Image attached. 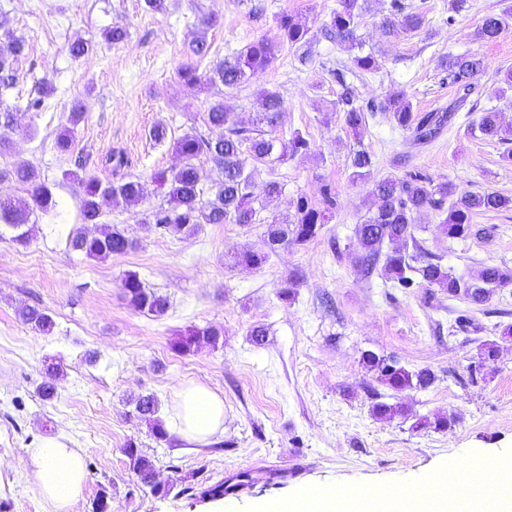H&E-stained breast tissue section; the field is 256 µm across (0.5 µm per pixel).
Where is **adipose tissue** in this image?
Wrapping results in <instances>:
<instances>
[{"label": "adipose tissue", "mask_w": 512, "mask_h": 512, "mask_svg": "<svg viewBox=\"0 0 512 512\" xmlns=\"http://www.w3.org/2000/svg\"><path fill=\"white\" fill-rule=\"evenodd\" d=\"M169 428L178 441L207 444L224 431V399L202 383L182 385L176 393ZM41 494L53 512H73L83 496L85 469L82 454L57 437L36 443L29 451ZM479 512H512V464L479 473ZM458 493L441 494L411 505L406 493L392 487L364 491H309L296 499L293 512H465Z\"/></svg>", "instance_id": "ef3b65f1"}]
</instances>
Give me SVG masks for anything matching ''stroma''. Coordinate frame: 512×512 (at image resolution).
Segmentation results:
<instances>
[{
	"label": "stroma",
	"mask_w": 512,
	"mask_h": 512,
	"mask_svg": "<svg viewBox=\"0 0 512 512\" xmlns=\"http://www.w3.org/2000/svg\"><path fill=\"white\" fill-rule=\"evenodd\" d=\"M403 2L425 15L420 32L392 41L382 36L386 0H370L361 19L360 41L379 68L355 80L360 102L403 90L415 111L445 108L457 97L445 60L475 55L486 63L473 79L469 104L425 144L383 112L367 120L361 136L345 126L336 109L342 88L330 71L348 55L324 35L340 0H167L162 13L150 11L145 0H0V32L24 45L4 96L18 124L0 140V197H26V184L12 174L24 163L58 202L31 219L27 244L12 241L11 230L0 233V512H52L29 450L59 436L84 458L85 489L75 512H93L103 487L112 512H221L223 499L203 495V488L247 473L251 490L232 505L235 512H261L311 489L391 485L407 492L460 462L491 470L512 461V337L500 335L512 324V280L484 305L471 306L440 288L390 287L353 266L361 252L355 227L376 209L369 196L373 180L418 171L437 183L512 198V163L503 159L512 140H491L478 130L487 109L512 125V91H497L498 71L512 68V24L495 40L477 36L482 18L511 9L512 0H468L456 15L449 12L451 0ZM283 13L306 22L310 61L300 64L294 49L283 48L224 103L252 127L261 91H279L285 108L278 137L298 131L310 143L306 153L275 167L281 195L266 197L265 181L257 179L254 193L263 198L266 216L293 214L301 195L319 202L326 185L338 206L316 238L245 269L233 258L261 250L262 226L203 224L190 234L168 235L146 221L164 203L152 174L179 167L178 138L209 132L212 88H190L178 77L191 43L202 36L211 46L199 64L205 72L252 42L276 39ZM208 14L218 16V26L201 24ZM118 24L126 40L107 42L106 30ZM75 40L91 46L77 59L68 52ZM77 109L83 118L70 124ZM158 124L168 130L161 144L150 137ZM65 130L71 147L63 152L56 138ZM360 146L374 165L369 179L355 181L349 157ZM117 151L143 184L144 198L135 206L102 200L98 224L114 225L133 247L92 259L67 244L70 231L92 233L97 226L82 221L77 179L117 182L107 163ZM440 220L439 213L422 214L416 236L455 274L485 264L512 269V209L475 216L481 233L464 240L446 237ZM130 272L166 299L163 315L128 305L122 281ZM292 274L298 280L291 286ZM287 286L292 293L285 299ZM25 306L46 311L52 331L25 324L19 317ZM463 310L472 319L465 331L456 324ZM193 326L219 329L218 343L185 355L173 350L177 334ZM256 327L266 332L260 345L250 336ZM484 340L496 341L498 357L473 383L470 366ZM368 351L429 369L435 381L421 391H393L365 368ZM50 363L58 368L56 392L45 400L36 387ZM189 382L207 384L224 399L219 448L157 440L129 403L154 394L161 420H168L178 389ZM379 395L414 415L450 416L455 423L416 431L377 420L370 407ZM131 442L152 460L156 483L182 481L193 493L159 495L138 487L124 453ZM282 468L287 478L275 477Z\"/></svg>",
	"instance_id": "35a3bbf8"
}]
</instances>
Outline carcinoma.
I'll return each instance as SVG.
<instances>
[{"label":"carcinoma","instance_id":"obj_1","mask_svg":"<svg viewBox=\"0 0 512 512\" xmlns=\"http://www.w3.org/2000/svg\"><path fill=\"white\" fill-rule=\"evenodd\" d=\"M367 0H340V8L332 13L325 32L329 39L342 50L350 52L360 45L357 31L365 11ZM508 14H491L480 24L477 34L487 41L495 40L507 24ZM425 17L418 10L408 7L401 0H391L390 9L380 21L382 34L398 39L402 35L416 33L423 29ZM279 36L276 40H259L244 50L227 56L217 62L210 73L202 75L192 63L185 64L179 71L180 79L195 87L206 83L221 84L224 89L218 94L207 112V124L211 130L208 136L185 134L174 143L176 152L182 157L181 166L174 171L159 170L153 179L164 190L168 207L160 208L145 219L167 234L192 231L199 224H263L265 250L248 251L235 257V265L246 268L259 267L269 254L279 248L303 245L314 239L332 213L336 210V194L328 187L322 191L318 204L300 195L294 203L291 219L280 220L263 215L265 206L255 198L252 191L255 178L264 167L284 164L309 149L308 139L297 132L288 140L275 135L280 116L284 111V100L280 93L265 90L259 96V126L250 129L239 121L236 113L224 105V94L238 89L255 74L266 70L286 45L304 49L311 53L307 38L308 28L292 15L282 14L277 19ZM24 45L11 38L9 33L0 36V91L10 88L13 83L12 61L22 53ZM378 69L374 52L351 57V67L334 68L330 75L342 86L338 104L344 112V123L353 132L365 124L367 114L387 112L396 125L410 131L416 140L429 141L435 138L454 116L452 111L416 112L408 95L397 92L385 99L377 108L364 109L357 99L348 77L372 73ZM446 70L454 83L463 91L462 98L472 91L471 79L483 70L480 59L456 56L449 59ZM478 129L488 139L508 140L512 129L503 126L499 113L483 111ZM205 156L220 170L221 179L215 191L205 196L201 175L195 160ZM352 179L362 180L373 167L372 154L364 148L350 157ZM17 179L30 183L27 198L14 202L0 199V227L15 229L13 241L27 243L28 232L23 227L29 224L36 213H49L57 206L52 191L43 184L33 182L32 171L19 165L14 170ZM82 187V212L84 220L94 223L100 216L98 198L109 196L117 203L135 206L143 199L139 181L123 179L104 186L93 177L79 179ZM372 196L377 202L375 212L362 224L355 227L362 253L357 257L359 272L369 274L382 270L385 280L392 287L404 290L424 284L429 288H443L448 296L462 298L473 305L489 301L495 288L512 278V271L498 265H484L466 277L456 276L442 263V258L424 251L416 237L417 220L428 210L443 212V232L452 239H464L473 235V215L479 212L498 211L512 206V198L495 191H460L448 181L436 183L428 177L414 175L408 179L380 178L373 183ZM392 245L390 251L382 252L384 244ZM69 247L90 258H107L123 254L132 248V242L112 226L103 224L95 236L74 232L68 237ZM122 288L129 304L155 314L165 310V300L146 288L139 276L128 273ZM23 319L36 329L49 332L53 328L50 316L37 308H27ZM220 331L213 328L192 329L175 339L173 348L180 353H189L204 344L214 345ZM498 345L494 341L482 342L477 351L474 365L470 369L471 380H477L487 364L496 360ZM363 363L376 380L400 392L404 390H425L435 380L427 368L412 371L391 358L373 352L363 355ZM135 411L151 427L156 439H168L162 421L158 417V401L152 394L135 399ZM371 414L384 421L410 419V411L401 402L377 401L371 406ZM453 423L447 416H419L412 428L419 430H445ZM134 471L138 484L148 487L157 494H167L170 489L154 482V465L139 448L130 443L124 449Z\"/></svg>","mask_w":512,"mask_h":512}]
</instances>
